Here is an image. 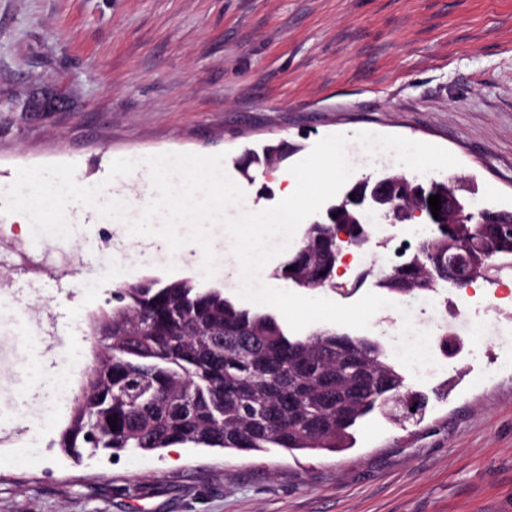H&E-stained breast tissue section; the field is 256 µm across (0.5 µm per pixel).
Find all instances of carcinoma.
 Wrapping results in <instances>:
<instances>
[{"instance_id":"obj_1","label":"carcinoma","mask_w":512,"mask_h":512,"mask_svg":"<svg viewBox=\"0 0 512 512\" xmlns=\"http://www.w3.org/2000/svg\"><path fill=\"white\" fill-rule=\"evenodd\" d=\"M390 179L402 181L406 203L430 189L416 178ZM354 215L347 206L337 219L305 228L280 277L294 285L301 279L308 289L335 287L336 223ZM463 241L461 229L441 224L411 262L446 284L431 258L447 257L448 247ZM491 262L488 281L498 267H512V236ZM378 286L403 291L391 269ZM89 324L93 365L71 400L59 443L76 456L85 448L118 455L188 444L340 452L351 447L358 420L413 392L378 341L348 335L338 345L334 331L290 336L274 315L241 307L193 277L120 283ZM360 371L363 391L352 386Z\"/></svg>"}]
</instances>
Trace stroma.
<instances>
[{
	"label": "stroma",
	"mask_w": 512,
	"mask_h": 512,
	"mask_svg": "<svg viewBox=\"0 0 512 512\" xmlns=\"http://www.w3.org/2000/svg\"><path fill=\"white\" fill-rule=\"evenodd\" d=\"M349 137L352 180L397 169L367 143L414 144L422 180L468 177L476 206L512 210V0H0V188L21 167L72 163L93 186L117 158L224 154L244 209L280 200L272 169L239 165L288 145V171L323 137ZM240 208V209H243ZM240 209L226 210V217ZM50 274L20 271L18 214L0 213V427L50 454L19 461L0 450V512H512V269L467 296L423 289L389 294L364 334L395 362L402 316L430 333L433 366L406 375L428 397L420 422L373 413L339 453L271 448L243 453L182 446L74 459L56 442L69 409L49 408L30 377L78 384L91 354L90 315L117 282L146 274L197 276L201 258L125 253L112 276L113 219L76 205ZM332 288L340 304L377 292L369 269L388 266L387 239H426V224L373 228ZM444 335L463 348L448 356Z\"/></svg>",
	"instance_id": "obj_1"
}]
</instances>
